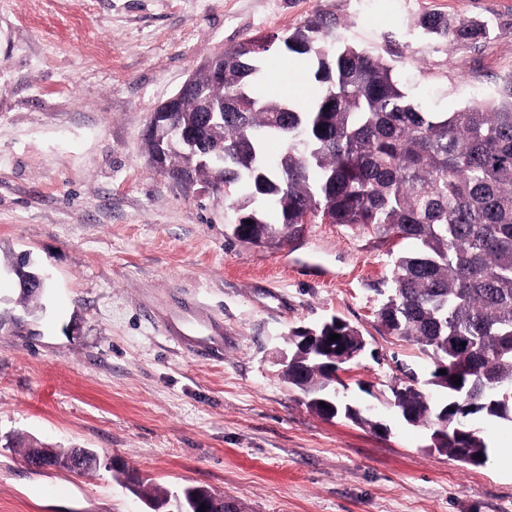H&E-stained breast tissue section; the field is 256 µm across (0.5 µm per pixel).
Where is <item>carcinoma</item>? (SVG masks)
Masks as SVG:
<instances>
[{
  "instance_id": "1",
  "label": "carcinoma",
  "mask_w": 512,
  "mask_h": 512,
  "mask_svg": "<svg viewBox=\"0 0 512 512\" xmlns=\"http://www.w3.org/2000/svg\"><path fill=\"white\" fill-rule=\"evenodd\" d=\"M419 25L459 44L488 37L480 22L438 13ZM340 28L334 14L317 9L291 29L225 48L223 80L199 69L197 91L171 119L199 124L207 116L202 104L212 106V138L224 144V162L199 166L198 157L171 150L168 178L177 185L224 181L230 223L252 221L269 246L316 221L414 241L415 251L394 258L389 291L377 289L385 297L379 318L432 359L446 402L405 385L408 397L395 407L438 436L435 447L449 457L479 466L488 446L478 430L462 425V404L474 400L478 413L512 421V73L492 101L428 112L403 91L384 56L345 41ZM273 47L304 61L319 88L310 103L253 93ZM274 140L284 144L276 162L266 155ZM12 270L18 283L37 274L25 257ZM333 334L358 332L331 318L316 328V353L299 350L286 373L323 416L332 411L322 402L337 370ZM120 474L145 499L169 496L136 473Z\"/></svg>"
}]
</instances>
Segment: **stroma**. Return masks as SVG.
<instances>
[{"label": "stroma", "instance_id": "35a3bbf8", "mask_svg": "<svg viewBox=\"0 0 512 512\" xmlns=\"http://www.w3.org/2000/svg\"><path fill=\"white\" fill-rule=\"evenodd\" d=\"M385 53L431 112L491 100L512 74V0H0V314L10 264L47 277L39 320L0 323V438L87 448L114 468H27L0 447V512H147L119 475L200 485L240 512H512V423L471 416L488 445L465 466L428 449L393 405L431 358L377 316L401 241L307 225L279 247L233 236L224 197L186 194L149 161L153 110L201 62L316 9ZM438 12L492 34L447 43ZM338 317L362 353L336 385L373 425L310 410L283 376L292 331Z\"/></svg>", "mask_w": 512, "mask_h": 512}]
</instances>
